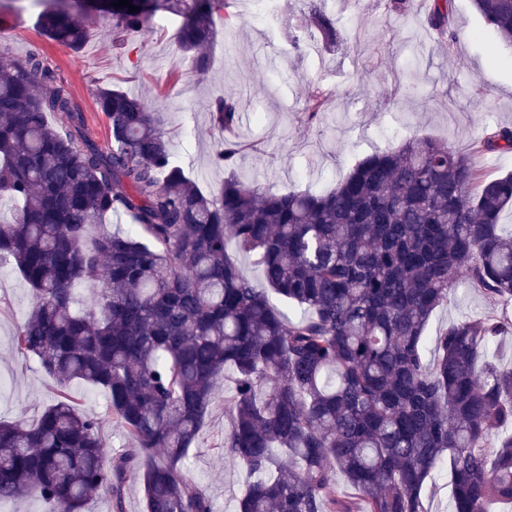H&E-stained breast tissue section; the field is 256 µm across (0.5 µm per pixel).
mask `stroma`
<instances>
[{"instance_id": "obj_1", "label": "stroma", "mask_w": 512, "mask_h": 512, "mask_svg": "<svg viewBox=\"0 0 512 512\" xmlns=\"http://www.w3.org/2000/svg\"><path fill=\"white\" fill-rule=\"evenodd\" d=\"M431 3L418 0L400 12L391 0H321V8L340 20V39L329 47L312 38L296 52L288 29L310 10V0H235L230 17L216 22L214 66L202 77L178 49L179 19L167 15L116 48L111 17L89 13L87 39L75 52L41 34L34 0H0V25L15 22L20 28L11 40H0V49L19 60L32 53L43 57L75 95L102 146L110 131L96 104L98 89L116 83L141 96L149 111L163 113L175 161L208 191L225 177L212 163L223 135L212 127L208 105L217 96H233L242 104L241 138L260 147L239 160V178L319 193L363 157L412 135L444 139L463 151L488 128L512 125V47L484 32L471 0H450L458 37L448 45L438 42L420 27ZM318 88L329 92L330 103L312 124L304 107ZM34 301L22 277L0 265V419L27 424L57 398L55 382L38 359L17 352L13 343ZM499 311L480 290H462L436 309L426 334L432 338L452 321ZM70 394L79 411L103 418L108 451L128 447L124 433L107 419L105 391L75 383ZM227 425L224 404L216 402L189 463L190 477L215 512H235L242 491V467L221 449Z\"/></svg>"}]
</instances>
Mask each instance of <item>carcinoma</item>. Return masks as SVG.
<instances>
[{"label": "carcinoma", "instance_id": "1", "mask_svg": "<svg viewBox=\"0 0 512 512\" xmlns=\"http://www.w3.org/2000/svg\"><path fill=\"white\" fill-rule=\"evenodd\" d=\"M121 42L158 14L182 18L179 47L208 73L219 0H97ZM512 46V0H473ZM423 24L455 38L448 0ZM49 40L81 49L86 29L66 5L41 12ZM336 43L319 8L291 31ZM327 92L306 102L314 120ZM110 142L101 147L79 103L42 57L0 54V262L36 303L14 333L59 387L34 424L0 420V504L32 495L56 512H86L101 488L124 512L126 481H142L146 512H214L185 463L228 386L225 454L243 468L236 512H425L422 489L448 458L453 512L512 504V367L490 355L512 321L468 317L423 346L433 312L461 283L512 307V173L488 177L483 154L512 149V127L486 130L467 152L414 135L361 159L321 194L273 191L231 173L209 195L173 159L158 112L116 87L98 90ZM224 133L214 163L234 169L240 102L219 97ZM126 232L91 236L104 215ZM253 256L268 289L302 311L291 320L243 275ZM102 283L95 306H74L79 283ZM102 389L131 447L103 452V418L66 389ZM341 471L356 496L336 486Z\"/></svg>", "mask_w": 512, "mask_h": 512}]
</instances>
